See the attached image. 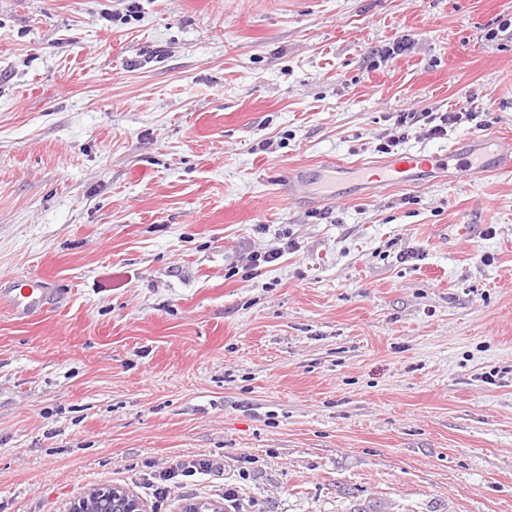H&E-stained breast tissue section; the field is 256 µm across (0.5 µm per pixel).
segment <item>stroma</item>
<instances>
[{
    "label": "stroma",
    "instance_id": "1",
    "mask_svg": "<svg viewBox=\"0 0 512 512\" xmlns=\"http://www.w3.org/2000/svg\"><path fill=\"white\" fill-rule=\"evenodd\" d=\"M512 0H0V512H512V173L329 200L397 112L512 137ZM407 50L386 55L393 42ZM482 232L461 237L458 227ZM252 266L253 252L283 249ZM234 490V500L224 498ZM47 281L39 275L16 280L10 288L0 293V304H6L11 311L21 317H31L41 312L50 297ZM213 467L212 460L195 459L186 461L183 459L174 460L163 474V479L168 481L179 475L189 476L196 473L202 474L203 471L210 470ZM145 512L143 504L127 490L117 487L95 489L73 499L66 512Z\"/></svg>",
    "mask_w": 512,
    "mask_h": 512
}]
</instances>
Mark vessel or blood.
<instances>
[{"label":"vessel or blood","instance_id":"1","mask_svg":"<svg viewBox=\"0 0 512 512\" xmlns=\"http://www.w3.org/2000/svg\"><path fill=\"white\" fill-rule=\"evenodd\" d=\"M456 160L476 175L512 172V142L499 140L492 144L483 140H469L455 144L443 153L402 152L373 164L335 163L331 169L338 174H357L378 183L406 187L418 183L420 172L434 167L446 168ZM49 297L46 280L34 275L14 281L10 288L1 290L0 304L7 305L15 315L31 317L45 308Z\"/></svg>","mask_w":512,"mask_h":512}]
</instances>
